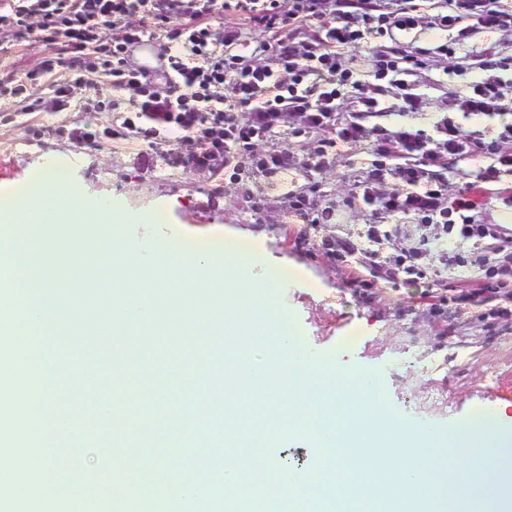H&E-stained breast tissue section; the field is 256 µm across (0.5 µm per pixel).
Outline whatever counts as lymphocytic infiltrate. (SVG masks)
Listing matches in <instances>:
<instances>
[{"label":"lymphocytic infiltrate","instance_id":"lymphocytic-infiltrate-1","mask_svg":"<svg viewBox=\"0 0 512 512\" xmlns=\"http://www.w3.org/2000/svg\"><path fill=\"white\" fill-rule=\"evenodd\" d=\"M447 32L434 49L395 41L419 26ZM255 27L264 41L245 38ZM162 42L164 67L138 71L130 45L147 31ZM512 31V8L499 0H450L446 10L422 15V0H7L0 9V34L35 36L44 47L26 76L0 70V100L26 112H118L124 134L149 140L177 129L183 136L168 156L171 166L237 183L269 180L284 173L301 176L284 206L304 224L331 223L335 209L323 205L316 173L330 168L338 146L369 144L373 163L363 168L345 199L346 208L366 211V250L349 239L326 241L336 259L361 253L367 272L359 290L379 284L418 282L437 286L430 304L488 305L512 300V231L488 219L486 190L512 203V55L490 44L477 51L478 80L448 92L432 129L389 123V100L402 114L424 111L427 101L417 77L429 58L454 55L473 34ZM368 46L369 77L357 79L340 50ZM265 64H255L256 56ZM121 91L112 98L93 92L95 74ZM54 82L39 90L44 76ZM88 88L75 99L76 88ZM350 111H340L341 102ZM500 116L493 134L468 131L458 116ZM292 137L319 135L308 151L272 147L282 131ZM268 143L257 151L258 143ZM482 159L466 173L456 193L448 175L461 162ZM406 218L409 246L391 253L388 223ZM451 237L456 250L441 251L430 266V227ZM473 251H464V244ZM493 266L495 287L460 288L441 280L459 267Z\"/></svg>","mask_w":512,"mask_h":512}]
</instances>
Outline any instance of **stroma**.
<instances>
[{
  "instance_id": "stroma-1",
  "label": "stroma",
  "mask_w": 512,
  "mask_h": 512,
  "mask_svg": "<svg viewBox=\"0 0 512 512\" xmlns=\"http://www.w3.org/2000/svg\"><path fill=\"white\" fill-rule=\"evenodd\" d=\"M512 53V32L493 34ZM479 34L458 45L445 63L422 75L421 91L429 112H436L448 91L477 78L471 69L473 50L486 39ZM109 112H15L0 123V181L22 178L35 164L55 155L70 156L81 188L124 199L135 209L153 201H170L178 222L198 228L213 224L252 233L266 240L274 256L304 267L325 286L322 293L294 287L279 298L302 329L312 356L332 353L342 371L379 377L391 419L409 425L432 423L440 429L466 421L496 404H512V317L484 327V307L449 306L437 314L430 308L426 285L381 286L362 293L355 286L364 269L342 264L322 250L324 240L360 241L367 214L343 207L353 184L372 160L366 144L342 147L335 167L319 174L325 200L337 206L336 221L304 229L282 200L300 183L294 174L257 181L254 193L265 196L266 208L254 212L237 184L215 183L209 176L169 165L166 154L179 141V131L148 142L112 137ZM87 127L101 132L90 148L54 136V129Z\"/></svg>"
}]
</instances>
